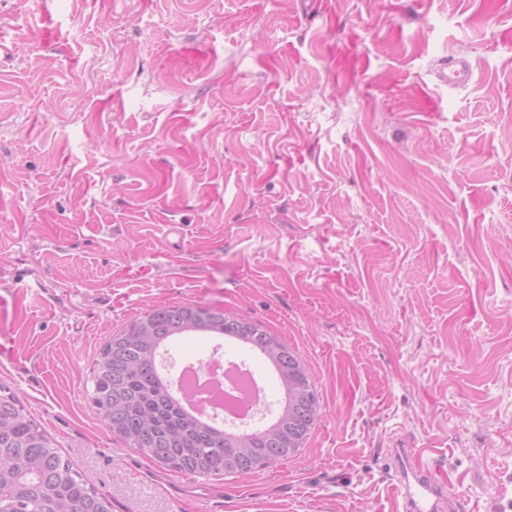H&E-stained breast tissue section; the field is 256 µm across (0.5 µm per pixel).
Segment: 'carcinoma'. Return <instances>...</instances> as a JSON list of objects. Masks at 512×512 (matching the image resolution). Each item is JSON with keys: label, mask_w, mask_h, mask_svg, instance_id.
I'll return each instance as SVG.
<instances>
[{"label": "carcinoma", "mask_w": 512, "mask_h": 512, "mask_svg": "<svg viewBox=\"0 0 512 512\" xmlns=\"http://www.w3.org/2000/svg\"><path fill=\"white\" fill-rule=\"evenodd\" d=\"M237 338L279 370L284 390L276 420L220 430L178 407L159 376L160 350L184 333ZM90 399L112 435L178 474L256 473L296 455L321 408L301 357L261 325L229 313L155 307L110 337L91 371ZM0 512H112L89 478L73 469L23 404L0 384Z\"/></svg>", "instance_id": "obj_1"}]
</instances>
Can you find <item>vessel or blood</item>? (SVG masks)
I'll use <instances>...</instances> for the list:
<instances>
[{"label": "vessel or blood", "mask_w": 512, "mask_h": 512, "mask_svg": "<svg viewBox=\"0 0 512 512\" xmlns=\"http://www.w3.org/2000/svg\"><path fill=\"white\" fill-rule=\"evenodd\" d=\"M471 78V62L460 56L444 59L437 72L439 85L451 88L467 85ZM390 454L395 462L390 512H439L445 503L452 512H460L464 498L449 493L447 480L438 477L433 449L394 448Z\"/></svg>", "instance_id": "obj_1"}]
</instances>
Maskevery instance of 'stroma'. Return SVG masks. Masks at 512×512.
I'll return each mask as SVG.
<instances>
[{"mask_svg":"<svg viewBox=\"0 0 512 512\" xmlns=\"http://www.w3.org/2000/svg\"><path fill=\"white\" fill-rule=\"evenodd\" d=\"M0 297V383L112 512H389L392 448L512 512V0H0ZM158 306L300 355L295 456L112 436L93 359ZM472 78V65L468 58L448 56L437 72L438 85L456 88L467 85Z\"/></svg>","mask_w":512,"mask_h":512,"instance_id":"35a3bbf8","label":"stroma"}]
</instances>
